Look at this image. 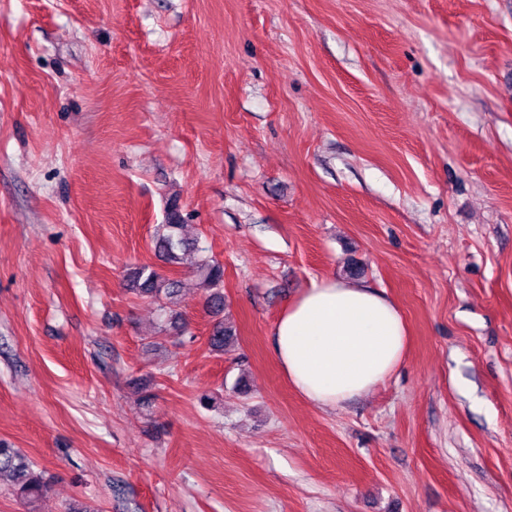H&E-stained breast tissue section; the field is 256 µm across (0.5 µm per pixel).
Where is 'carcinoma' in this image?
I'll use <instances>...</instances> for the list:
<instances>
[{"instance_id": "1", "label": "carcinoma", "mask_w": 512, "mask_h": 512, "mask_svg": "<svg viewBox=\"0 0 512 512\" xmlns=\"http://www.w3.org/2000/svg\"><path fill=\"white\" fill-rule=\"evenodd\" d=\"M184 219L177 205H172L167 223L161 225L162 233L156 240V249L164 263L171 268L184 265L186 257L193 256V268L197 286L205 293V308L216 316L224 313V265L203 255L199 242L183 234ZM130 282L141 296L159 303L164 314L169 316L171 328L178 335L185 334L186 323L177 311L183 283L167 272L150 265H141L130 273ZM235 342V333L224 320H216L207 339L208 350L215 355ZM12 478L16 493L27 501L35 503L45 491L41 473L33 469V464L15 449L0 443V476Z\"/></svg>"}]
</instances>
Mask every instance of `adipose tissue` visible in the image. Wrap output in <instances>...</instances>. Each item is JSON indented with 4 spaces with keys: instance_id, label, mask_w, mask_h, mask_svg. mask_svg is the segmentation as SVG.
Returning a JSON list of instances; mask_svg holds the SVG:
<instances>
[{
    "instance_id": "1",
    "label": "adipose tissue",
    "mask_w": 512,
    "mask_h": 512,
    "mask_svg": "<svg viewBox=\"0 0 512 512\" xmlns=\"http://www.w3.org/2000/svg\"><path fill=\"white\" fill-rule=\"evenodd\" d=\"M273 347L291 385L309 403L333 408L373 390L402 365L407 332L386 296L327 279L284 308Z\"/></svg>"
}]
</instances>
